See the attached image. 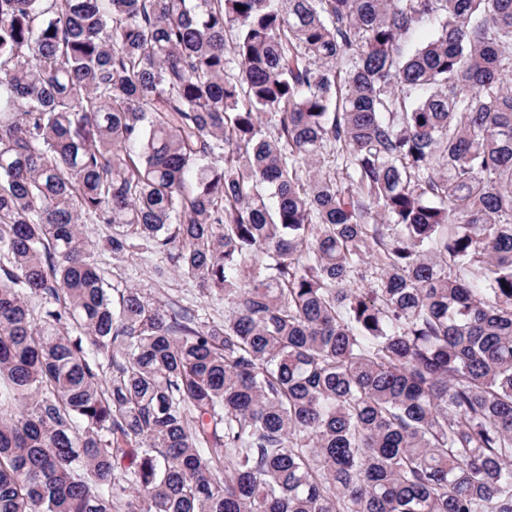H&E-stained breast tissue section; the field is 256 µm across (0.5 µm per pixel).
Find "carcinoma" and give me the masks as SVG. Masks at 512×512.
Returning <instances> with one entry per match:
<instances>
[{"label":"carcinoma","mask_w":512,"mask_h":512,"mask_svg":"<svg viewBox=\"0 0 512 512\" xmlns=\"http://www.w3.org/2000/svg\"><path fill=\"white\" fill-rule=\"evenodd\" d=\"M0 512H512V0H0ZM85 238L94 246V256L99 266L104 270L111 284L119 285V288L133 286L140 288L145 293H152V296H159L163 300L179 299L183 304L195 309L220 308L224 310V303L217 301L212 305L210 299L203 298L195 286V283L176 273L168 275V283L160 288L156 282L153 268L157 262L156 257L151 254H144L141 260L135 264H125L116 267L113 265L112 253L103 249V244L111 230L107 224H81ZM210 303V305H209Z\"/></svg>","instance_id":"carcinoma-1"}]
</instances>
